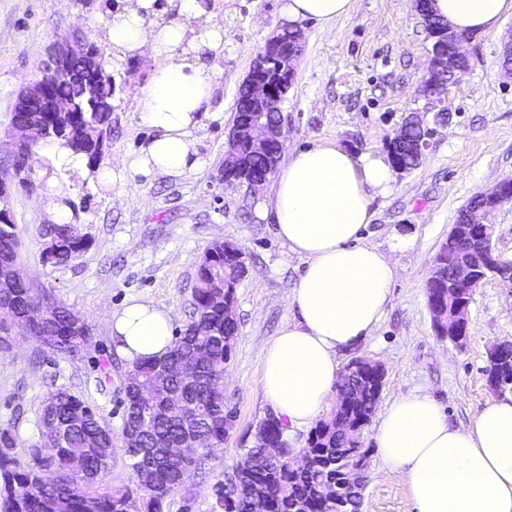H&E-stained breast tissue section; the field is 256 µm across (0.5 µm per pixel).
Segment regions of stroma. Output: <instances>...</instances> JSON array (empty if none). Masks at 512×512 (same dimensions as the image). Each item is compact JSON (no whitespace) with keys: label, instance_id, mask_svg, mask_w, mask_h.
<instances>
[{"label":"stroma","instance_id":"stroma-1","mask_svg":"<svg viewBox=\"0 0 512 512\" xmlns=\"http://www.w3.org/2000/svg\"><path fill=\"white\" fill-rule=\"evenodd\" d=\"M351 4L349 14L329 26L302 24L305 50L282 104L284 154L320 141L358 154H386V141L403 118L425 104L418 89L430 41L415 0ZM124 5L125 0H0V130L21 89L40 78L49 47L77 30L105 50L108 13ZM279 6L280 0H208L210 21L224 29V56L214 98L194 133L201 168L179 178L122 171V159L151 135L139 102L154 61L108 53L115 91L101 166L116 170L112 184L102 186L84 164L68 167L47 152L40 155L33 187H22L10 174L0 179L7 188L0 208L15 226L20 262L33 288L85 316L94 336L80 360L59 357L30 338L0 352V427L11 428L22 452L39 442V412L50 391L64 388L96 406L112 430V467L97 484L102 492L132 478L121 439L120 387L128 362L112 340V312L131 298L160 304L171 311L175 330H183L205 251L218 240L244 250L247 272L235 293L238 333L224 374V402L235 419L205 469L171 493L169 512H212L214 484L231 474L252 446L257 424L273 413L261 394V349L289 318L287 298L304 265L275 236L273 217L261 207L272 184L250 194L224 186L220 170L238 87L266 39L282 28ZM511 38L512 16L492 33L473 35L465 46L471 67L447 92L450 122L437 126L421 164L395 175L391 192L373 200L374 218L363 236L390 258L398 275L371 335L338 354L343 364L366 357L384 365L379 405L427 393L456 426L468 425L497 398L484 368L490 344L512 339V288L490 278L476 289L468 340L460 348L436 335L426 285L459 210L512 178V80L500 66L504 42ZM60 185L79 205L90 245L78 259L53 266L41 259L42 229L51 221L49 196ZM106 361L112 379L104 384ZM362 441L371 450L363 512H415L404 474L381 469L373 426L365 427Z\"/></svg>","mask_w":512,"mask_h":512}]
</instances>
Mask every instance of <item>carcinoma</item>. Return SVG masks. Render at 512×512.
I'll use <instances>...</instances> for the list:
<instances>
[{
	"mask_svg": "<svg viewBox=\"0 0 512 512\" xmlns=\"http://www.w3.org/2000/svg\"><path fill=\"white\" fill-rule=\"evenodd\" d=\"M52 80L55 95L71 100L77 111L40 112L34 102L30 114L9 112L8 124L27 115L42 122L48 132L46 142L84 161L96 175L112 131V76L77 56ZM421 133L408 126L402 129L401 139L387 147L395 168L409 173L419 165L421 157L412 144ZM38 149L35 145L18 157V173L25 186L32 183ZM484 206L485 200L476 195L456 220L468 216L477 220ZM77 221L75 214L68 224L45 225L49 252L42 257L46 262L65 265L87 249L88 238ZM481 237L477 224L471 238L450 236L442 244L440 275L427 293L428 308L448 315L470 304L472 288H459L455 296H448V271L460 261L481 260ZM13 244V225L0 223V268L9 266ZM244 270L246 257L240 247L213 243L198 267L191 321L175 336L172 350L162 359L135 363L126 370L121 387L137 399L124 404L123 427L138 430V446L149 455L145 460L124 449L133 485L115 486L106 494L94 490L100 474L112 467V445L93 446L102 424L98 412L69 390L58 388L47 394L39 414V430L48 423L59 430L48 457L40 456L35 447L16 452L11 429H0V512H165L170 494L204 469L214 446L224 443V355L233 350L238 332L236 316L224 318V303H235L237 279ZM26 294L27 286L20 281L0 283V310L11 312L10 320L0 322V331L30 338L49 334L56 338L55 353L71 357L72 338L92 334L91 324L51 294L45 318L41 309L28 303ZM360 361L358 357L344 365L335 409L311 429L301 453L291 449L273 459L275 449L288 447V426L280 417L273 423L259 422L254 446L246 449L232 474L217 484L212 512H362L363 498L346 481V473L355 465L351 430H362L370 422L383 372L365 370ZM162 372L167 374L166 398H138ZM188 409L203 414L193 429L198 447L177 459L169 449L183 442L182 414Z\"/></svg>",
	"mask_w": 512,
	"mask_h": 512,
	"instance_id": "1",
	"label": "carcinoma"
}]
</instances>
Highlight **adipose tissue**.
I'll use <instances>...</instances> for the list:
<instances>
[{"mask_svg":"<svg viewBox=\"0 0 512 512\" xmlns=\"http://www.w3.org/2000/svg\"><path fill=\"white\" fill-rule=\"evenodd\" d=\"M154 4L130 0L107 22L111 48L155 62L141 107L152 136L122 167L178 177L200 165L193 132L212 96L224 30L203 24V0H179L176 16L163 23L151 19ZM430 7L456 31L477 34L512 15V0H431ZM349 10L350 0H282L281 16L325 26ZM392 180L381 156L331 142L293 153L275 174V234L305 269L289 297L292 320L262 349L261 390L290 426L309 425L331 408L340 350L369 336L390 303L397 270L364 244L363 232L373 199ZM111 322L129 362L172 347L173 318L164 307L132 298ZM375 441L384 468L404 473L417 512H512V399L487 404L458 427L429 394L400 396L379 412Z\"/></svg>","mask_w":512,"mask_h":512,"instance_id":"ef3b65f1","label":"adipose tissue"}]
</instances>
